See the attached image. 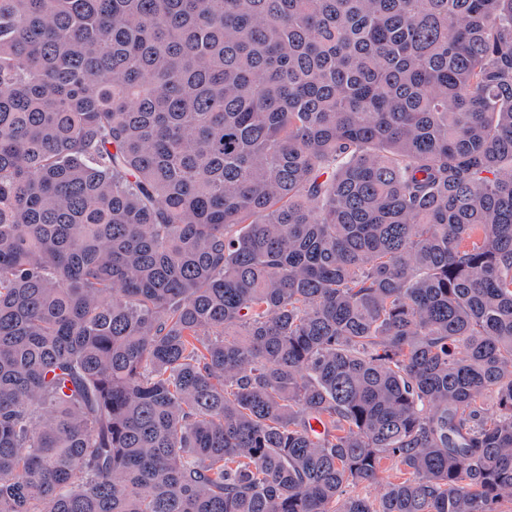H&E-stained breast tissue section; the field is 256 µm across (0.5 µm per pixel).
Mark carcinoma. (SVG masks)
<instances>
[{
    "mask_svg": "<svg viewBox=\"0 0 512 512\" xmlns=\"http://www.w3.org/2000/svg\"><path fill=\"white\" fill-rule=\"evenodd\" d=\"M505 500L512 0H0V512Z\"/></svg>",
    "mask_w": 512,
    "mask_h": 512,
    "instance_id": "cac0c4a2",
    "label": "carcinoma"
}]
</instances>
